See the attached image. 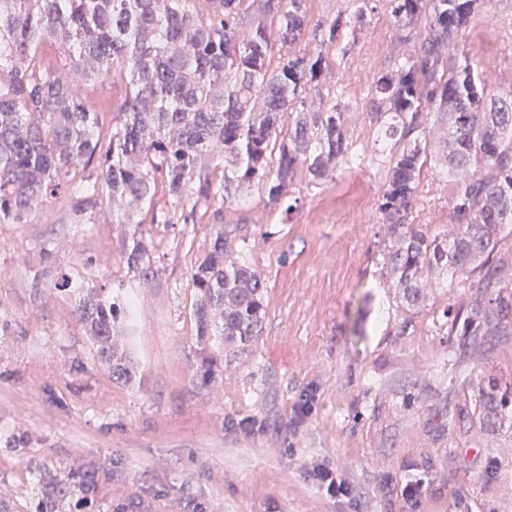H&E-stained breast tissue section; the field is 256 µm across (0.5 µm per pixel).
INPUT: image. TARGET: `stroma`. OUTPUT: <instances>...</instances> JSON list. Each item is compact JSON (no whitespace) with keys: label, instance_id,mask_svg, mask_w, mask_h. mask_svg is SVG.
Returning a JSON list of instances; mask_svg holds the SVG:
<instances>
[{"label":"stroma","instance_id":"1","mask_svg":"<svg viewBox=\"0 0 512 512\" xmlns=\"http://www.w3.org/2000/svg\"><path fill=\"white\" fill-rule=\"evenodd\" d=\"M352 5L305 0L295 45L322 57L307 100L351 115L332 178L302 171L279 203L255 188L190 218L157 192L142 211L155 268L144 285L124 260L134 227L121 205L78 213L63 196L30 223L0 224V498L29 507L43 469L92 464L98 512H512V427L488 426L475 406L489 379L512 386V341L471 355L440 329L470 294L443 280L410 311L382 265L378 199L403 146L381 136L376 81L417 50L416 31L372 0L361 23L322 39ZM462 42L489 90L512 89V0H481ZM451 198L428 160L416 223L448 234ZM218 230L266 285L261 336L234 360L199 343L190 315L191 269ZM87 273L145 304L118 326L130 385L112 381L77 319ZM320 464L347 496L318 488Z\"/></svg>","mask_w":512,"mask_h":512}]
</instances>
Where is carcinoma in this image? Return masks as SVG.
<instances>
[{
  "mask_svg": "<svg viewBox=\"0 0 512 512\" xmlns=\"http://www.w3.org/2000/svg\"><path fill=\"white\" fill-rule=\"evenodd\" d=\"M390 3L398 27L420 26V49L398 63L397 77L376 84L382 134L404 144L378 204L384 265L410 310L442 276L472 289L465 347L482 354L512 336V90L493 94L478 63L467 55L456 62L480 0ZM368 5L339 14L328 40L363 18ZM271 15L275 29L267 25ZM305 24L304 0H288L285 9L279 0H0V223L27 222L63 188L80 213L119 201L122 223L135 225L126 264L146 280L153 266L139 210L158 186L174 208L194 210L255 185L277 203L302 169L328 178L348 155V115L335 104L307 109L302 89L317 78L321 58L287 52L276 68L268 62L275 45H292ZM51 40L69 60L67 76L44 64ZM117 71L129 77L119 105L84 100L82 82ZM435 127L443 131L436 160L453 184L446 238L414 217ZM226 155L233 168L216 185L210 168ZM94 161L96 175L76 179L77 168ZM190 281L200 342L252 351L265 318V285L233 256L224 232H215ZM77 315L112 378L132 382L134 368L114 340L116 323L134 316L129 296L93 285ZM479 397L489 424L504 418L507 393L492 383ZM98 478L91 468L68 471L32 512H66L76 489L87 491Z\"/></svg>",
  "mask_w": 512,
  "mask_h": 512,
  "instance_id": "carcinoma-1",
  "label": "carcinoma"
}]
</instances>
